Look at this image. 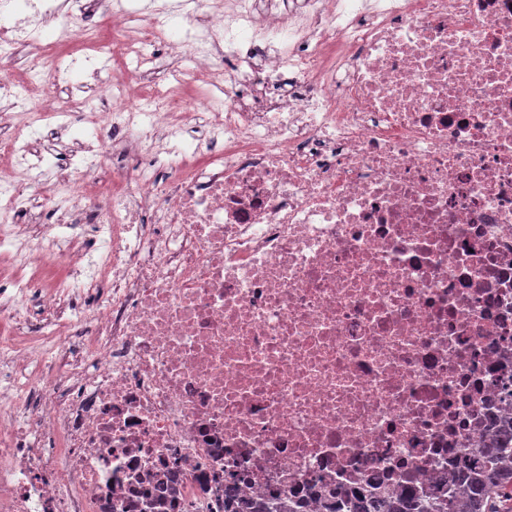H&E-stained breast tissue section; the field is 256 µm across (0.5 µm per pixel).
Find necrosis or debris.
Listing matches in <instances>:
<instances>
[{
	"label": "necrosis or debris",
	"mask_w": 512,
	"mask_h": 512,
	"mask_svg": "<svg viewBox=\"0 0 512 512\" xmlns=\"http://www.w3.org/2000/svg\"><path fill=\"white\" fill-rule=\"evenodd\" d=\"M4 126L0 512L428 497L512 425V0H0Z\"/></svg>",
	"instance_id": "1"
}]
</instances>
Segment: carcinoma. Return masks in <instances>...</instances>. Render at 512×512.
<instances>
[{
    "label": "carcinoma",
    "instance_id": "1",
    "mask_svg": "<svg viewBox=\"0 0 512 512\" xmlns=\"http://www.w3.org/2000/svg\"><path fill=\"white\" fill-rule=\"evenodd\" d=\"M512 488V428L503 425L489 438L486 448L458 463L448 494L434 499L386 497L379 490L370 497L343 502L346 512H512L506 506L507 488Z\"/></svg>",
    "mask_w": 512,
    "mask_h": 512
}]
</instances>
